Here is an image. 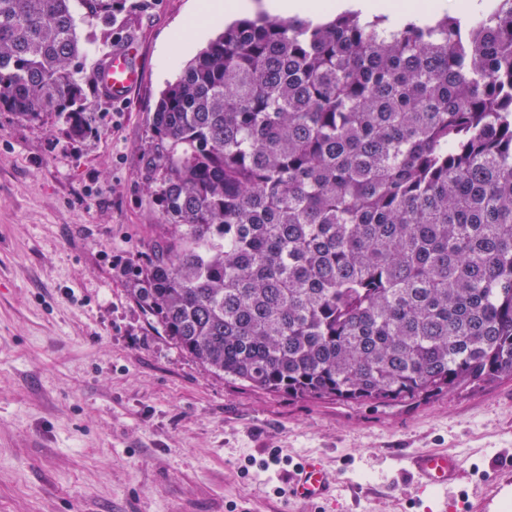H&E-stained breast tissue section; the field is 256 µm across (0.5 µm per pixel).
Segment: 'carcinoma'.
<instances>
[{"label": "carcinoma", "mask_w": 512, "mask_h": 512, "mask_svg": "<svg viewBox=\"0 0 512 512\" xmlns=\"http://www.w3.org/2000/svg\"><path fill=\"white\" fill-rule=\"evenodd\" d=\"M412 19L260 14L162 93L131 295L202 367L303 399L512 378V0ZM111 36L126 0H79ZM72 0H0V112L79 136Z\"/></svg>", "instance_id": "1"}]
</instances>
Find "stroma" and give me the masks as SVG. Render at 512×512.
<instances>
[{"mask_svg":"<svg viewBox=\"0 0 512 512\" xmlns=\"http://www.w3.org/2000/svg\"><path fill=\"white\" fill-rule=\"evenodd\" d=\"M193 0H127L76 64L90 130L0 112V512H432L405 457L459 455L448 491L475 506L512 479V379L398 404L300 400L212 374L128 292L159 214L146 191L150 116L223 22L183 31ZM142 72L115 103L112 47ZM338 475L333 501H290L295 468ZM142 79L141 68L133 54L113 47L97 70V81L112 101L126 100Z\"/></svg>","mask_w":512,"mask_h":512,"instance_id":"stroma-1","label":"stroma"}]
</instances>
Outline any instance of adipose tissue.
I'll return each instance as SVG.
<instances>
[{"instance_id": "adipose-tissue-1", "label": "adipose tissue", "mask_w": 512, "mask_h": 512, "mask_svg": "<svg viewBox=\"0 0 512 512\" xmlns=\"http://www.w3.org/2000/svg\"><path fill=\"white\" fill-rule=\"evenodd\" d=\"M273 16L299 17L313 22H320L331 14H338L352 9L373 17L385 15L396 24L407 17L433 16L446 8L445 0H424L422 5L396 6L393 0H199L194 14L196 32H203L214 21L237 15H245L255 7Z\"/></svg>"}]
</instances>
